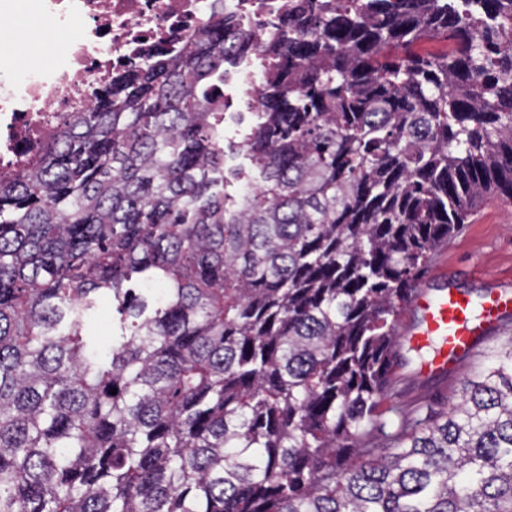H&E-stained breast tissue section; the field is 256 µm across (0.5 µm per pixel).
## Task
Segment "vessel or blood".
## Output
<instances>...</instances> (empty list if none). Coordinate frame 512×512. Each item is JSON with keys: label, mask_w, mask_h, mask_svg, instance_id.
Here are the masks:
<instances>
[{"label": "vessel or blood", "mask_w": 512, "mask_h": 512, "mask_svg": "<svg viewBox=\"0 0 512 512\" xmlns=\"http://www.w3.org/2000/svg\"><path fill=\"white\" fill-rule=\"evenodd\" d=\"M411 307L415 317L406 330L407 342L425 354L420 373L444 376L512 315V293L491 290L474 299L446 282L438 293L419 291Z\"/></svg>", "instance_id": "vessel-or-blood-1"}]
</instances>
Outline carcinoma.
Segmentation results:
<instances>
[{
  "instance_id": "obj_1",
  "label": "carcinoma",
  "mask_w": 512,
  "mask_h": 512,
  "mask_svg": "<svg viewBox=\"0 0 512 512\" xmlns=\"http://www.w3.org/2000/svg\"><path fill=\"white\" fill-rule=\"evenodd\" d=\"M487 193L512 197V0H288L250 30L212 0L0 178V512H512V336L458 403L389 378ZM226 70L228 74L225 79L224 73V95L232 96L229 91L234 90V86L238 82L252 85L259 83L260 71L256 70L249 56H242L235 64H224V72Z\"/></svg>"
}]
</instances>
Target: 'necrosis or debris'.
Instances as JSON below:
<instances>
[{"mask_svg": "<svg viewBox=\"0 0 512 512\" xmlns=\"http://www.w3.org/2000/svg\"><path fill=\"white\" fill-rule=\"evenodd\" d=\"M210 0H29L31 25L68 35L47 66H18L0 52V177L35 158L68 113L85 111L100 88L147 61L157 46L172 52L207 13Z\"/></svg>", "mask_w": 512, "mask_h": 512, "instance_id": "1", "label": "necrosis or debris"}]
</instances>
